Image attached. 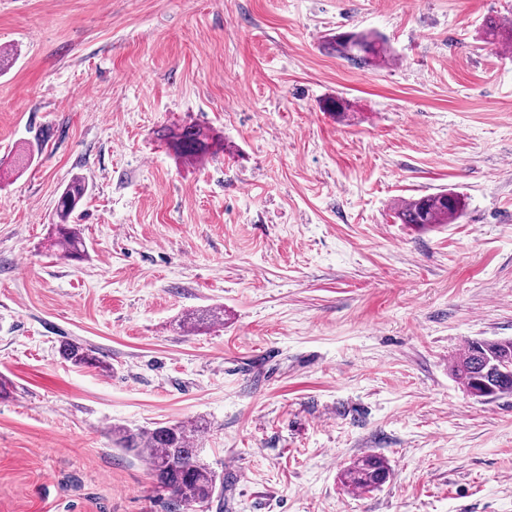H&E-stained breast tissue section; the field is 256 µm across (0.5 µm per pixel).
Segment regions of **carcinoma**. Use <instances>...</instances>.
<instances>
[{
	"instance_id": "obj_1",
	"label": "carcinoma",
	"mask_w": 512,
	"mask_h": 512,
	"mask_svg": "<svg viewBox=\"0 0 512 512\" xmlns=\"http://www.w3.org/2000/svg\"><path fill=\"white\" fill-rule=\"evenodd\" d=\"M489 43L512 49V23L489 18L484 24ZM336 53L360 65L391 59L385 40L371 32L336 35ZM174 145L183 154L195 155L206 150L203 134L187 128L174 136ZM87 192L85 181L74 177L61 193L56 215L54 247L67 258H79L85 252V240L74 224L76 210ZM464 209L455 192L441 191L420 197L401 198L394 203V218L401 224L435 226L453 224ZM66 361L79 367L107 370L94 348L78 342L60 347ZM455 380L476 398L499 399L512 395V338L473 340L465 352L452 363ZM203 422L180 421L155 429H112V443L122 452L142 462L155 481L158 491L167 495L168 512H182L185 506H204L212 502L219 476L201 455L199 438ZM390 477L386 459L366 455L353 461L342 474L344 485L357 492L381 487Z\"/></svg>"
}]
</instances>
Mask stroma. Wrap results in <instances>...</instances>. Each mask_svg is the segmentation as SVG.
<instances>
[{"instance_id": "1", "label": "stroma", "mask_w": 512, "mask_h": 512, "mask_svg": "<svg viewBox=\"0 0 512 512\" xmlns=\"http://www.w3.org/2000/svg\"><path fill=\"white\" fill-rule=\"evenodd\" d=\"M489 17L512 0H0V512H167L109 431L191 419L208 512H512V396L450 373L512 337ZM362 30L391 61L336 55ZM187 127L205 152L176 150ZM76 175L69 260L46 244ZM448 189L456 223L394 219ZM368 454L390 479L348 490ZM60 354L67 362L79 367H91L107 371L108 367L97 356V352L91 346L78 342H67L60 347Z\"/></svg>"}]
</instances>
